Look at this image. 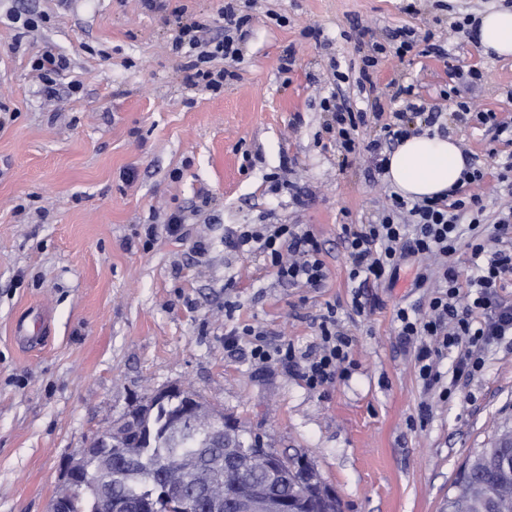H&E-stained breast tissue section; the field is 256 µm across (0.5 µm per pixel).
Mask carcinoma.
<instances>
[{
    "label": "carcinoma",
    "mask_w": 512,
    "mask_h": 512,
    "mask_svg": "<svg viewBox=\"0 0 512 512\" xmlns=\"http://www.w3.org/2000/svg\"><path fill=\"white\" fill-rule=\"evenodd\" d=\"M199 431L192 437L176 440L170 422L177 416L173 406H155L149 398L138 405L134 419L125 422L116 447L124 457L116 466L112 497L129 504L128 512H138L137 492L146 485L158 489L151 512H178L180 503L197 491L195 477L212 480V496L224 503V512H232L241 483L259 482L268 496L276 499L296 494L305 512H340L337 496L322 493L329 486L302 456H280L273 448H255L234 429L227 442L218 445L207 434L209 418L219 412L204 407ZM489 448L476 451L451 485L448 512H480L482 500L497 496L500 477L490 473ZM233 465L243 482H225L224 467Z\"/></svg>",
    "instance_id": "1"
}]
</instances>
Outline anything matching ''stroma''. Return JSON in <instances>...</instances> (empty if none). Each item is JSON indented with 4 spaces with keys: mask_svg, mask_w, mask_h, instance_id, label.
Segmentation results:
<instances>
[{
    "mask_svg": "<svg viewBox=\"0 0 512 512\" xmlns=\"http://www.w3.org/2000/svg\"><path fill=\"white\" fill-rule=\"evenodd\" d=\"M414 2L408 13L403 0H240L251 22L237 78L213 94L185 82L173 9L210 16L218 35L224 0H0V104L13 114L0 127V512H48L63 461L172 385L264 447L305 456L343 512H447L461 466L512 418V343L491 349L482 373L442 403L397 336V306L426 301L413 270L371 288L378 306L352 311L341 227L374 220L392 188L369 177L367 158L343 163L322 107L332 94L354 109L379 104L358 130L368 141L403 109L397 85L413 86L438 116L432 132L480 156L475 191L489 211L512 204L490 196L512 144L460 122L441 97L479 69L475 106L512 121V58L485 57L477 38L452 31L512 0ZM15 9L46 21L19 33ZM310 27L317 37H303ZM401 27L446 38L450 62L390 55L373 90L361 89L362 55ZM47 45L69 63L51 98L31 67ZM289 49L295 62L283 74ZM73 80L80 92H69ZM179 206L187 237L147 239L146 227ZM241 224L311 227L324 286L283 282L259 254L227 247ZM198 240L205 254L194 253ZM330 304L355 346L347 374L319 389L274 365L255 368L247 343L224 347L229 326L253 324L309 353Z\"/></svg>",
    "mask_w": 512,
    "mask_h": 512,
    "instance_id": "obj_1",
    "label": "stroma"
}]
</instances>
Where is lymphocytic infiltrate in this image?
Masks as SVG:
<instances>
[{
  "label": "lymphocytic infiltrate",
  "instance_id": "f902f5d3",
  "mask_svg": "<svg viewBox=\"0 0 512 512\" xmlns=\"http://www.w3.org/2000/svg\"><path fill=\"white\" fill-rule=\"evenodd\" d=\"M221 13L224 33L215 36L210 19L188 17L183 9H176L178 22L172 42L173 51L185 60L187 84L214 93L237 77L229 64L239 56L238 43L249 21L235 0H225ZM218 59L224 60V67H215ZM481 79L480 72L469 71L463 85L449 87L442 96L455 104L459 119L477 121L499 137L511 136L512 127L499 122L495 112L474 111L466 97V90ZM396 95L404 102L397 123L384 125L382 137L364 145L356 132L366 121V111L353 110L333 96L324 98L323 108L332 114L330 130L343 158L368 152L373 172L384 173L389 154L410 134L404 123L407 113L425 111L412 86L398 87ZM483 177L480 168L468 165L461 177L462 188L450 194L416 201L393 194L374 222L341 227L355 313H363L370 302L369 284H395L402 265L416 264L415 287L430 291L427 310L422 313L413 305L398 306L397 332L403 347L414 352L423 386L437 390L443 401L450 400L461 382L484 369L489 347L512 340V300L501 293L505 282L512 279V208L488 218L482 195L466 190ZM228 245L241 252H259L277 277L288 283L319 288L327 278L321 244L306 225L242 224L231 233ZM463 246L477 270L476 276L467 280L455 260ZM317 329L315 350L301 358L291 344L270 342L265 330L249 324L225 332L224 346L231 350L241 339H249L254 365L280 364L315 389L344 372L354 346L335 307H327L319 316ZM446 357L452 360L447 380L439 369Z\"/></svg>",
  "mask_w": 512,
  "mask_h": 512
}]
</instances>
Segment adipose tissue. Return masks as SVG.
<instances>
[{
	"label": "adipose tissue",
	"instance_id": "1",
	"mask_svg": "<svg viewBox=\"0 0 512 512\" xmlns=\"http://www.w3.org/2000/svg\"><path fill=\"white\" fill-rule=\"evenodd\" d=\"M478 38L485 56L512 57V8L482 13ZM465 168L466 159L453 138L423 132L410 135L390 153L385 177L400 195L423 199L453 189Z\"/></svg>",
	"mask_w": 512,
	"mask_h": 512
}]
</instances>
